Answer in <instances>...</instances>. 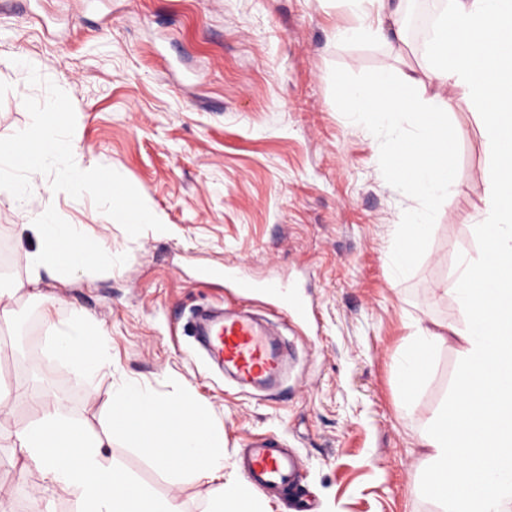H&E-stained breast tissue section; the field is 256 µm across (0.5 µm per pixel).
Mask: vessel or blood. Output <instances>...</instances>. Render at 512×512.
Returning a JSON list of instances; mask_svg holds the SVG:
<instances>
[{
	"mask_svg": "<svg viewBox=\"0 0 512 512\" xmlns=\"http://www.w3.org/2000/svg\"><path fill=\"white\" fill-rule=\"evenodd\" d=\"M225 283L243 295L261 292L271 296L298 319L314 314L312 306L296 289L277 281L251 277L244 268L225 267ZM197 341L210 358L243 389L276 391L283 370V350L269 331L267 321L238 311L200 314ZM249 484L258 490L285 488L299 476V463L284 452L272 435L253 437L244 459Z\"/></svg>",
	"mask_w": 512,
	"mask_h": 512,
	"instance_id": "1",
	"label": "vessel or blood"
}]
</instances>
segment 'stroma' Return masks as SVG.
<instances>
[{"label": "stroma", "instance_id": "35a3bbf8", "mask_svg": "<svg viewBox=\"0 0 512 512\" xmlns=\"http://www.w3.org/2000/svg\"><path fill=\"white\" fill-rule=\"evenodd\" d=\"M344 0H30L0 5V138L31 121L27 97L45 101V81L69 96L77 157L110 167L164 214L165 231L129 237L89 196L75 199L36 182L31 203L52 201L57 217L112 246V267L74 277L43 274L37 295L20 290L28 272L18 230L28 213L0 190V244L12 293L0 326V377L47 388L90 431H110L113 384L134 380L164 398L192 385L224 435V464L241 469L247 441L274 434L301 463L271 512H436L419 491L424 473L416 432L450 398L459 355L441 347L411 415L400 409L397 362L417 327L452 324L451 286L460 249L478 244L472 221L485 197L488 156L464 98L450 120L460 188L434 205V226L416 264L400 277L392 246L423 206L394 183L386 140L355 123L338 88L376 70L413 75L416 94L433 82L427 45L396 50L385 40L335 38L364 26ZM36 61L43 84L19 78ZM240 266L259 280L298 285L314 308L303 323L254 296L244 309L279 323L288 373L276 396L242 390L192 347L191 309L232 307L223 278L203 270ZM107 339L110 368L79 380L50 356V324L73 311ZM34 417L27 398L0 413V505L6 512H73L27 467L9 435ZM121 463L184 512H205L195 484L173 485L113 438Z\"/></svg>", "mask_w": 512, "mask_h": 512}]
</instances>
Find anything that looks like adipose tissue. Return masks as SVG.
<instances>
[{"label":"adipose tissue","mask_w":512,"mask_h":512,"mask_svg":"<svg viewBox=\"0 0 512 512\" xmlns=\"http://www.w3.org/2000/svg\"><path fill=\"white\" fill-rule=\"evenodd\" d=\"M402 0H348L371 21L378 38L404 44ZM435 89L416 97L411 76L389 70L340 89L357 121L384 131L393 174L408 193L426 201L391 251V272L417 261L432 228L431 202L459 187L454 147L461 134L449 120L456 97L470 103L490 156L485 206L475 216L479 244L460 250L454 279L458 323L418 328L399 363L401 409L427 373L425 355L457 347L460 369L449 402L427 421L419 446L427 466L422 489L439 512H512V0H450L427 47ZM34 236L27 253L30 286L55 268L73 273L111 258L104 241L84 239L79 225L61 222L42 206L20 225ZM53 358L79 377L104 364L103 331L74 315L58 330ZM34 420L15 431L14 445L74 505V512H182L175 497L157 495L121 465L106 462L105 442L72 418L64 399L31 394ZM113 434L137 449L174 483L207 488V512H270L264 494L237 473L224 471V437L191 386L171 399L147 387L122 383L107 400Z\"/></svg>","instance_id":"ef3b65f1"}]
</instances>
